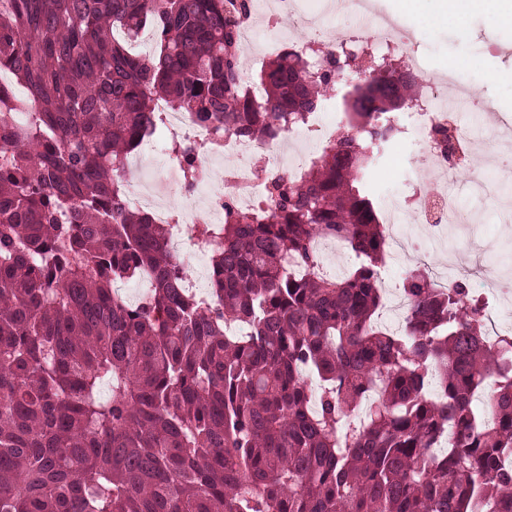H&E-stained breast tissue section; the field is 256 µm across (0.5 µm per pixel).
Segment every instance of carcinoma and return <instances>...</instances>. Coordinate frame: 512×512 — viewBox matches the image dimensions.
I'll list each match as a JSON object with an SVG mask.
<instances>
[{"label": "carcinoma", "mask_w": 512, "mask_h": 512, "mask_svg": "<svg viewBox=\"0 0 512 512\" xmlns=\"http://www.w3.org/2000/svg\"><path fill=\"white\" fill-rule=\"evenodd\" d=\"M228 2L248 11L0 0V69L37 108L16 126L0 86V512H512V336L492 350L482 298L420 268L403 334L374 321L386 230L368 152L415 76L371 57L309 170L271 175L266 211L224 202L206 301L170 225L127 205L120 165L165 126L152 101L274 141L335 90L294 49L253 97ZM145 28L151 55L116 37ZM169 150L194 187L196 150ZM319 238L358 266L321 275ZM142 272L128 305L115 285Z\"/></svg>", "instance_id": "cac0c4a2"}]
</instances>
